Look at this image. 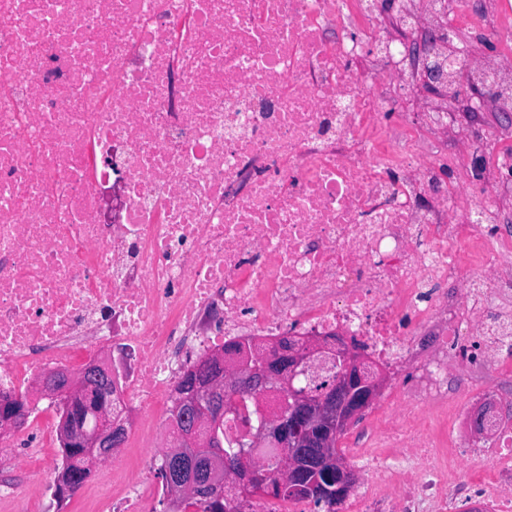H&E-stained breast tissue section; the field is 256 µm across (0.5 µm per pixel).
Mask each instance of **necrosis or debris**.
I'll return each instance as SVG.
<instances>
[{
	"label": "necrosis or debris",
	"instance_id": "1",
	"mask_svg": "<svg viewBox=\"0 0 512 512\" xmlns=\"http://www.w3.org/2000/svg\"><path fill=\"white\" fill-rule=\"evenodd\" d=\"M470 0H403L400 25L447 32ZM381 0H0V394L112 352V410L139 435L216 343L235 370L254 343L356 338L402 401L357 460L336 512H512V417L495 447L448 440V369L512 378L511 243L496 191L440 193L435 162L381 123L404 53L346 36ZM512 112V55L481 67ZM281 391L224 418L279 414ZM40 424L0 437V504H41L61 458ZM93 512H157L163 485L114 450Z\"/></svg>",
	"mask_w": 512,
	"mask_h": 512
}]
</instances>
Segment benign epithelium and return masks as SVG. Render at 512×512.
Wrapping results in <instances>:
<instances>
[{"mask_svg":"<svg viewBox=\"0 0 512 512\" xmlns=\"http://www.w3.org/2000/svg\"><path fill=\"white\" fill-rule=\"evenodd\" d=\"M210 366L218 369L210 377L205 391L206 404L190 400L179 394L174 400L180 410L177 425L178 442L182 447H208L207 428L233 409V398L239 393L258 398L271 383L288 389L292 403L288 414L267 420L256 435L248 436L254 448H272L282 459L276 473L277 482L298 481L302 463L324 469L334 463L328 456V447L338 428L356 419L376 399L382 377L367 372L354 345L342 342L335 349L313 337L299 351L284 346L267 349L261 363H245L232 374L224 373V354L214 352L205 358ZM327 362L336 363V382L312 400L297 390L293 381L300 374H317ZM112 367L95 363L76 373L63 371L40 377L36 389L55 400L65 410L58 430L65 449L82 460L78 478L86 480L96 464L105 461L114 449L122 447L123 428L112 418V402L95 403L89 389L95 379L109 381ZM498 406L482 404L472 411L467 425L475 436H486L491 431V417ZM94 418L91 429L84 426L87 416ZM26 407L21 401L0 402V432L7 433L21 427L26 420ZM264 461L252 453H244L237 460L222 458L208 467L196 483L172 484V496L178 497L199 486L210 487L222 494L224 483L237 486L243 494L255 492L253 479L262 470ZM336 464V463H334ZM336 496L349 491L356 482L355 473L336 464Z\"/></svg>","mask_w":512,"mask_h":512,"instance_id":"obj_1","label":"benign epithelium"}]
</instances>
